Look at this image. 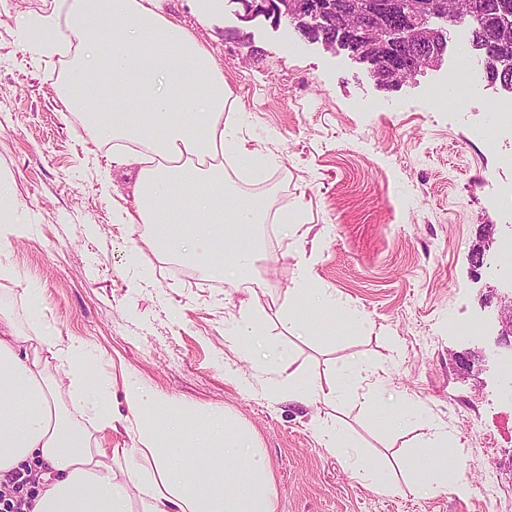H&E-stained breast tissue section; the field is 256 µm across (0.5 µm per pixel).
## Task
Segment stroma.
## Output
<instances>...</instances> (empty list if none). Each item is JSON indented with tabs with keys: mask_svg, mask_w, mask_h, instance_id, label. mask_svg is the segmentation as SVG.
Masks as SVG:
<instances>
[{
	"mask_svg": "<svg viewBox=\"0 0 512 512\" xmlns=\"http://www.w3.org/2000/svg\"><path fill=\"white\" fill-rule=\"evenodd\" d=\"M53 4L0 0V179L12 187L0 199L9 234L0 263L10 270L0 307L19 330L83 342L91 380L133 381L247 429L273 473L276 512H512V394L484 354L485 336L467 330L494 314L481 304L488 290L506 288L471 261L484 236L493 238L489 263L512 243V195L495 201L486 187L490 178L512 186V168L471 133L483 122L496 136L489 122L506 97L501 85L483 82L469 111L452 101L433 108L428 93L461 44L449 42L437 69L386 88L346 51L307 42L289 22L243 29L233 5L202 19L191 0H175V21L212 46L224 72L240 142L275 160L244 179L271 185L280 218L258 264L265 286L216 288L171 278L141 230L113 221L116 206L134 204L135 170L96 163L111 143L87 153L78 113L60 103L69 60L36 62L15 21ZM18 224L29 232L12 234ZM304 267L368 328L329 340L290 333L283 310ZM245 302L263 335L287 350L286 372L259 370L231 336ZM360 361L384 368L387 395L419 401L423 418L379 432L357 402ZM343 364L353 372L336 404L289 400V383L333 382ZM334 423L390 467L393 492L361 483L323 445L320 431ZM437 433L464 467L466 494L420 497L406 485L408 448Z\"/></svg>",
	"mask_w": 512,
	"mask_h": 512,
	"instance_id": "stroma-1",
	"label": "stroma"
}]
</instances>
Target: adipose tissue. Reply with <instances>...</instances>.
<instances>
[{"mask_svg": "<svg viewBox=\"0 0 512 512\" xmlns=\"http://www.w3.org/2000/svg\"><path fill=\"white\" fill-rule=\"evenodd\" d=\"M169 0H56L51 12L19 21L29 40L47 53H75L64 108L78 112L94 145L125 144L118 162L135 167V209L117 207L118 220L147 224L148 246L204 270L209 276L262 287L257 271L266 206L234 204L224 184V156L235 152L253 167L266 161L238 144L224 119L235 103L212 48L174 22ZM179 213L185 232L169 229ZM302 272L295 288L302 310L286 317L295 328L328 339L339 323L365 328L359 313L342 315L335 303L311 288ZM84 345L60 346L56 337L22 333L0 311V475L34 467L40 488L33 512H275L277 490L254 439L222 413L123 386L124 410L114 407L106 386H90ZM67 365L73 398L62 403L49 373L51 361ZM375 374L364 406L387 433L421 417L409 399L381 396ZM123 428L132 445L106 449L84 424ZM327 448L340 451L362 483L381 492L394 485L336 427L321 429ZM441 435L411 450L418 495L468 484L460 464L447 458Z\"/></svg>", "mask_w": 512, "mask_h": 512, "instance_id": "1", "label": "adipose tissue"}]
</instances>
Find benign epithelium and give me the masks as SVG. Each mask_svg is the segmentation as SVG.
Returning a JSON list of instances; mask_svg holds the SVG:
<instances>
[{
	"instance_id": "1",
	"label": "benign epithelium",
	"mask_w": 512,
	"mask_h": 512,
	"mask_svg": "<svg viewBox=\"0 0 512 512\" xmlns=\"http://www.w3.org/2000/svg\"><path fill=\"white\" fill-rule=\"evenodd\" d=\"M239 5L235 12L241 23L248 25L264 17L278 26L286 19L307 40L314 42V33L325 32L321 39L328 51L340 46L349 56L370 67L373 76L405 72L407 76L394 81L399 85L416 75L436 68L442 59L448 29L464 27L481 38L484 47L496 57L494 72L503 85L512 84V45L499 39L501 22L512 15L509 0H491L482 14L472 11L449 15L447 0H413L411 10L395 11V0H375L374 9L360 13V22L350 26L343 22L349 5L338 0H231ZM493 338V354L512 357V295L499 298Z\"/></svg>"
}]
</instances>
